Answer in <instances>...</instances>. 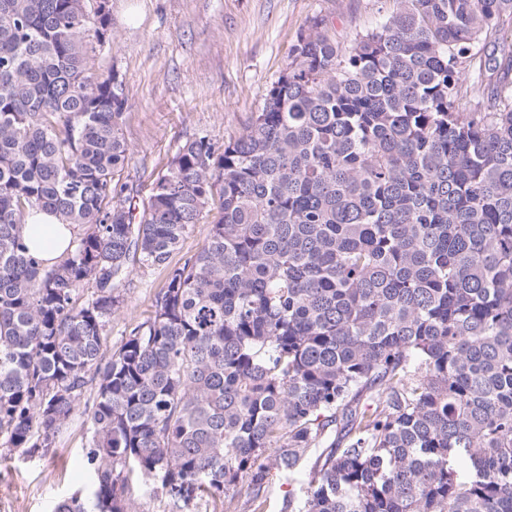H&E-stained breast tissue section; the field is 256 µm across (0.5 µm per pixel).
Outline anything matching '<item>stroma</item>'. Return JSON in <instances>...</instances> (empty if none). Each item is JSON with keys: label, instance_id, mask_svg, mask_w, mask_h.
<instances>
[{"label": "stroma", "instance_id": "1", "mask_svg": "<svg viewBox=\"0 0 512 512\" xmlns=\"http://www.w3.org/2000/svg\"><path fill=\"white\" fill-rule=\"evenodd\" d=\"M105 42L89 41L85 66L116 75L126 105L122 134L128 158L121 180L141 205L178 146L204 136L216 145L236 136L260 111L269 88L285 72L289 55L312 19L346 45L376 27L385 0H106ZM158 269L134 267L124 302L102 337L111 354L128 332L154 315L165 285ZM90 437L86 417L74 415L46 454L14 451L0 459V512H53L58 502L88 494L95 474L83 462ZM310 458L295 472L272 476L265 512L302 502ZM129 512H172L159 482L129 480Z\"/></svg>", "mask_w": 512, "mask_h": 512}]
</instances>
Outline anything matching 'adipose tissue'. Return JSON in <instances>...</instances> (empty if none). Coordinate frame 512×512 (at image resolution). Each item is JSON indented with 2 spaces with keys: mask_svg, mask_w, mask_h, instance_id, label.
Here are the masks:
<instances>
[{
  "mask_svg": "<svg viewBox=\"0 0 512 512\" xmlns=\"http://www.w3.org/2000/svg\"><path fill=\"white\" fill-rule=\"evenodd\" d=\"M78 232L77 225L65 223L56 213L33 210L25 216V241L48 267L66 257L68 247Z\"/></svg>",
  "mask_w": 512,
  "mask_h": 512,
  "instance_id": "adipose-tissue-1",
  "label": "adipose tissue"
}]
</instances>
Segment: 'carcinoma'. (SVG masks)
Returning <instances> with one entry per match:
<instances>
[{
	"label": "carcinoma",
	"mask_w": 512,
	"mask_h": 512,
	"mask_svg": "<svg viewBox=\"0 0 512 512\" xmlns=\"http://www.w3.org/2000/svg\"><path fill=\"white\" fill-rule=\"evenodd\" d=\"M509 21L392 0L348 45L313 21L242 132L186 141L137 214L122 84L84 67L105 2L0 0V452L87 416L94 488L54 512H127L132 468L177 512H264L313 451L288 512H512ZM33 209L80 227L54 267ZM132 259L166 284L106 359ZM211 208H214V206L211 205L207 210H210ZM207 210L203 213V217L200 219L199 223L195 224L190 233L184 238L179 248L173 252L170 259L172 266L180 265L187 254L198 251L204 245L211 227L213 216L217 212L216 208L211 212H207ZM311 462V458L306 456L300 461L298 469L290 476L273 474L265 487L266 506L264 512H285L282 510L288 497L294 500L295 505L304 500L308 488Z\"/></svg>",
	"instance_id": "obj_1"
}]
</instances>
